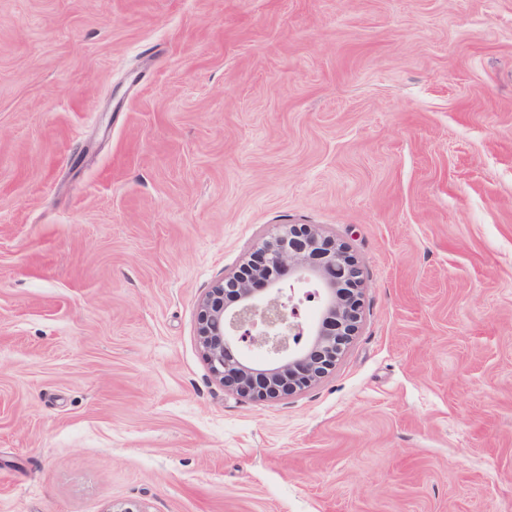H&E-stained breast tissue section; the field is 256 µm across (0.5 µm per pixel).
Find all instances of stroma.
<instances>
[{"instance_id": "35a3bbf8", "label": "stroma", "mask_w": 512, "mask_h": 512, "mask_svg": "<svg viewBox=\"0 0 512 512\" xmlns=\"http://www.w3.org/2000/svg\"><path fill=\"white\" fill-rule=\"evenodd\" d=\"M359 261L253 402L198 304ZM0 512H512V0H0ZM258 251L260 260L201 299L198 336L225 388L267 400L308 387L335 367L358 332L364 284L347 249L305 225L288 226ZM273 267L278 277L269 275ZM228 283L236 288H224ZM306 303L316 306L312 321Z\"/></svg>"}]
</instances>
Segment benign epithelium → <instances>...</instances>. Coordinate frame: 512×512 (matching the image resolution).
<instances>
[{
  "instance_id": "1",
  "label": "benign epithelium",
  "mask_w": 512,
  "mask_h": 512,
  "mask_svg": "<svg viewBox=\"0 0 512 512\" xmlns=\"http://www.w3.org/2000/svg\"><path fill=\"white\" fill-rule=\"evenodd\" d=\"M260 259L213 285L198 307L212 375L252 400L310 386L335 367L359 328L363 280L355 258L304 225L265 241ZM317 315L307 320L304 306Z\"/></svg>"
}]
</instances>
